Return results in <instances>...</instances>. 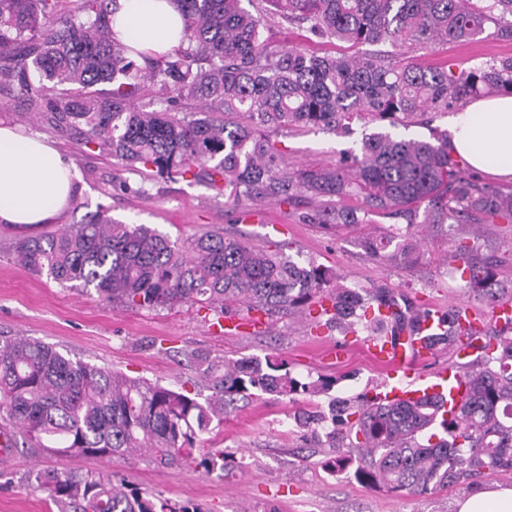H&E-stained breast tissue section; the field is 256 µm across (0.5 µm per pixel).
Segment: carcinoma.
<instances>
[{"label":"carcinoma","instance_id":"cac0c4a2","mask_svg":"<svg viewBox=\"0 0 512 512\" xmlns=\"http://www.w3.org/2000/svg\"><path fill=\"white\" fill-rule=\"evenodd\" d=\"M184 16L182 45L140 64L112 31L118 0H0V86L26 97L54 130L73 131L81 145L141 166L162 179L206 180L227 202L280 201L309 195L329 202L355 196L359 206L319 214L329 227L368 215L407 226L512 222V191L491 190L465 174L448 135L431 142L397 129L430 112L461 110L472 99L512 95V57L454 71L422 67L407 54L466 42L487 25L512 37V0H259L312 37L346 43L351 52L276 48L263 37L266 9L241 0H175ZM199 105L201 117L182 112ZM356 120L384 130L340 151L330 165L294 168L270 133L281 129L353 133ZM364 253L405 269L420 263L416 241L365 236ZM473 245L451 254L463 287L493 307L499 283L493 262ZM14 260L37 275L116 306L144 310L205 304L216 322L227 303L247 312L298 313L313 328L330 316L336 328L359 327L372 338L426 336L438 349L466 340L477 351L462 367L466 392L408 400L332 399L331 417L300 411L294 422L323 447L327 461L370 487L428 494L477 477L512 471V321L474 334L458 310L434 316L393 289L356 290L339 275L303 264L272 242L266 247L224 230L178 244L145 224L98 213L57 232L11 245ZM393 312L382 315V308ZM211 384L201 401L184 388L130 377L71 359L54 347L0 336V420L17 430L9 447L32 444L50 454L128 459L164 466L196 463L200 436L240 400L271 394L293 403L329 393L336 380L303 382L284 359L193 356ZM355 448L354 457L341 453ZM37 486L73 512H196L139 494L102 471H35Z\"/></svg>","mask_w":512,"mask_h":512}]
</instances>
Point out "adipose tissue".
<instances>
[{"label":"adipose tissue","mask_w":512,"mask_h":512,"mask_svg":"<svg viewBox=\"0 0 512 512\" xmlns=\"http://www.w3.org/2000/svg\"><path fill=\"white\" fill-rule=\"evenodd\" d=\"M114 29L135 50L158 57L177 49L183 18L172 0H119ZM448 147L474 170L512 179V95L480 98L457 113ZM79 174L40 136L0 125V223L37 227L67 206ZM455 512H512V487L497 483L461 497Z\"/></svg>","instance_id":"1"}]
</instances>
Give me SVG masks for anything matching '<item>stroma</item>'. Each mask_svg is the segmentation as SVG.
Returning <instances> with one entry per match:
<instances>
[{"instance_id": "35a3bbf8", "label": "stroma", "mask_w": 512, "mask_h": 512, "mask_svg": "<svg viewBox=\"0 0 512 512\" xmlns=\"http://www.w3.org/2000/svg\"><path fill=\"white\" fill-rule=\"evenodd\" d=\"M510 56L512 38L486 33L469 42L416 51L414 59L423 66L445 62L468 69ZM24 108L19 93L0 92V123L43 136L79 173L72 200L53 229L85 222L99 212L154 227L180 243L207 230L226 229L257 245L269 240L290 244L300 262L331 268L350 288L384 285L410 301L444 311L461 303L483 305L449 273L448 258L464 235L461 226H420L424 256L418 266L404 269L366 257L359 246L363 236L395 232L398 221L371 215L355 226L327 229L313 221L315 211L324 207L315 199L294 207L266 203L257 209L264 223L245 224L235 220V207L208 183L163 180L127 169L112 156L81 147L73 133L28 118ZM353 129L348 137L321 130H280L275 137L286 147L290 162L330 163L340 150L355 146L379 126L357 122ZM481 231L500 281L512 286V225L498 221L482 225ZM21 235V230L0 224V336L39 340L69 357L194 392L202 389L192 364L197 353L233 359L277 356L287 360L298 378L334 376L331 397L353 400L390 383L385 368L374 365L362 347L365 332L343 334L329 326L314 335L302 317L280 313L267 320L262 331L227 336L212 331L211 317L194 306L116 308L96 293L62 287L14 263L8 247ZM295 410L288 399L270 395L228 410L223 423L197 444L201 455L212 448L233 453V466L221 472L163 467L140 458L109 461L49 456L37 448L11 449L9 457L0 458V512H60L49 491L30 482L35 468L109 472L148 496L198 512H453L457 498L485 484L480 478L423 495L366 486L328 468L323 450L313 447L309 433L296 427Z\"/></svg>"}]
</instances>
